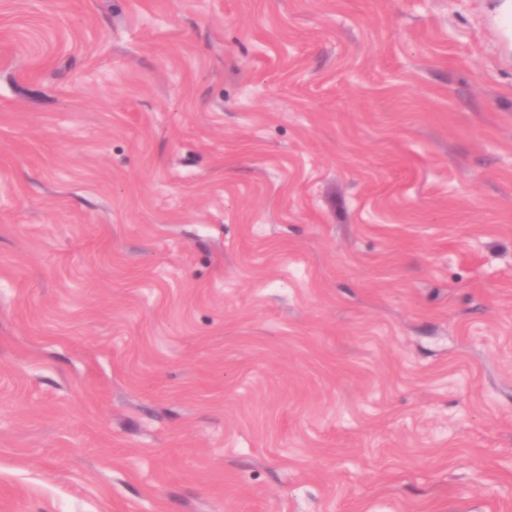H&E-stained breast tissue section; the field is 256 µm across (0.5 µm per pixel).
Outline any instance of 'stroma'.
<instances>
[{"mask_svg":"<svg viewBox=\"0 0 512 512\" xmlns=\"http://www.w3.org/2000/svg\"><path fill=\"white\" fill-rule=\"evenodd\" d=\"M501 0H0V512H512Z\"/></svg>","mask_w":512,"mask_h":512,"instance_id":"1","label":"stroma"}]
</instances>
